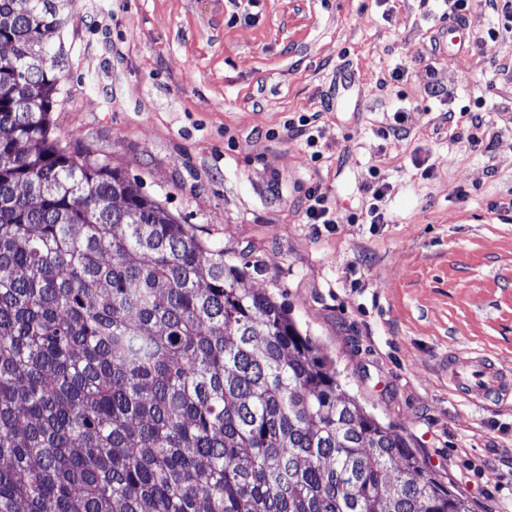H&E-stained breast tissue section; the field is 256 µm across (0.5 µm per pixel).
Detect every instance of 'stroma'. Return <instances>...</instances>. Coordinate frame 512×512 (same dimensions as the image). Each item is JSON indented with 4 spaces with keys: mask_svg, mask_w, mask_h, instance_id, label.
I'll use <instances>...</instances> for the list:
<instances>
[{
    "mask_svg": "<svg viewBox=\"0 0 512 512\" xmlns=\"http://www.w3.org/2000/svg\"><path fill=\"white\" fill-rule=\"evenodd\" d=\"M489 20L475 0L455 53L434 47L438 0H74L51 117L248 263L247 287L477 512H512V396L467 401L444 371L457 352L512 374V218L490 208L512 199V34L484 48ZM479 100L488 151L448 138V111ZM398 108L405 133L382 138ZM302 114L316 148L288 133ZM374 181L382 224L365 221ZM315 186L336 228L305 223Z\"/></svg>",
    "mask_w": 512,
    "mask_h": 512,
    "instance_id": "1",
    "label": "stroma"
}]
</instances>
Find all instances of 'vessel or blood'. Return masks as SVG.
<instances>
[{
  "label": "vessel or blood",
  "mask_w": 512,
  "mask_h": 512,
  "mask_svg": "<svg viewBox=\"0 0 512 512\" xmlns=\"http://www.w3.org/2000/svg\"><path fill=\"white\" fill-rule=\"evenodd\" d=\"M448 379L457 395L472 402L492 401L512 395V378L482 355L451 359Z\"/></svg>",
  "instance_id": "vessel-or-blood-1"
}]
</instances>
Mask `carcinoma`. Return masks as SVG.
<instances>
[{"instance_id":"cac0c4a2","label":"carcinoma","mask_w":512,"mask_h":512,"mask_svg":"<svg viewBox=\"0 0 512 512\" xmlns=\"http://www.w3.org/2000/svg\"><path fill=\"white\" fill-rule=\"evenodd\" d=\"M72 0H0V512H475L247 264L52 136Z\"/></svg>"}]
</instances>
